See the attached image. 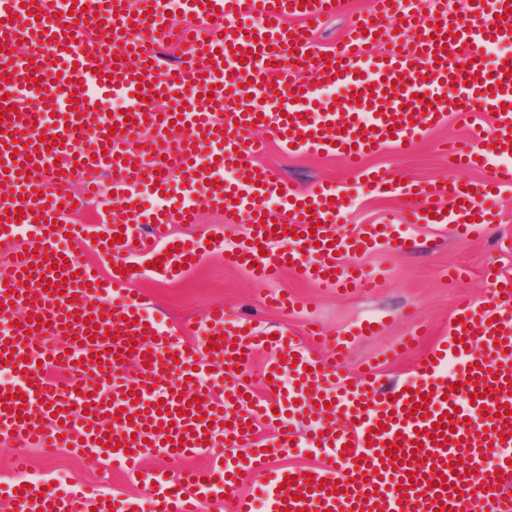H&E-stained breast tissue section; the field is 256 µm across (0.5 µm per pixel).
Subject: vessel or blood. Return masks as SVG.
I'll return each mask as SVG.
<instances>
[{
  "label": "vessel or blood",
  "mask_w": 512,
  "mask_h": 512,
  "mask_svg": "<svg viewBox=\"0 0 512 512\" xmlns=\"http://www.w3.org/2000/svg\"><path fill=\"white\" fill-rule=\"evenodd\" d=\"M411 3L375 0L374 12L350 21L343 44L325 61L308 24L343 15L345 0L306 7L300 0H0V66L9 74L0 78V112L19 89L32 88L38 102L37 109L22 105L15 119L0 121V183L10 188L0 199V231L21 222L39 240L0 274V322L11 327L0 335V356L18 355L16 385L0 392L1 434L101 453L132 475L141 474L145 455L173 464L192 455L211 459L208 469L156 478L151 512H210L227 501L232 512H252L249 497L237 491L245 473L266 475L268 512H460L478 492L498 512H512L498 476L512 467V415L495 412L498 404L512 406V277L497 276L491 306L462 302L447 342L418 365L417 382L381 397L374 390L376 364H367L356 381L338 380L285 332L271 338L247 324L226 328L220 307L206 313L202 336L185 343L162 316H144V301L129 291L133 275L124 258L113 255L115 272L107 279L78 258L75 248L88 228L67 221L72 178L90 186L108 171L130 216L109 225L97 250L110 253V237L128 234L131 225H165L185 210L216 203L225 223L250 224L247 240L229 248L225 266L255 262L263 280L287 269L319 288L370 292L376 277L357 265L358 254L382 242L402 254L409 238L373 224L350 237L340 234L336 221L348 193L331 182L302 191L262 168L267 143L250 136L258 127L281 148L342 157L370 192L412 198L414 223L480 232L495 221L499 190L512 186V68L491 55L512 41V10L507 0H477L461 20L444 9L421 14ZM397 27L410 33V44L371 54ZM179 32L191 36L181 58L162 62L160 43ZM264 37L268 47L251 54ZM301 68L314 69V84L296 79ZM327 80L346 91L343 105L327 100ZM264 95L272 108L252 111V98ZM115 97L129 99L127 114L111 113ZM476 106L493 112L498 130L453 142L450 168L490 169L488 181L401 184L365 168L369 148L411 151L429 128ZM143 129L153 133L150 146H125L124 136ZM225 170L234 177L218 185ZM140 191L159 207L140 211ZM274 195L280 205L271 209L266 201ZM36 205L38 219L29 212ZM286 225L294 235H284ZM271 234L283 249L269 250ZM139 251L146 261L161 260L171 276L193 257L189 248L168 256L146 242ZM41 275L65 278L64 294L35 292ZM82 305L111 336L94 341L73 327ZM146 329L154 338H143ZM45 336L56 344L42 345ZM212 337L218 347L211 351ZM258 345L284 358L269 372L271 399L252 397L244 380ZM46 360L96 377L81 376L61 389L46 378ZM127 361L137 365L138 378L126 374ZM287 374L288 389L282 386ZM295 393L325 430L303 444L319 447L324 460L307 472L296 469L291 481L286 472L268 470L272 449L295 446L287 426L267 452L253 437L258 419L287 409ZM195 396L198 420L187 413ZM49 401L58 414L46 409ZM106 418L118 430L101 431ZM218 433L225 437L220 446L213 442ZM106 437L118 449L103 448ZM395 440L398 459L385 454ZM238 446L247 447L245 458L235 454ZM441 476L443 488L436 484ZM6 492L21 512L51 504L56 512H90L98 498L92 490L59 492L37 483H16Z\"/></svg>",
  "instance_id": "vessel-or-blood-1"
}]
</instances>
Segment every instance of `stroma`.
Masks as SVG:
<instances>
[{"label":"stroma","instance_id":"stroma-1","mask_svg":"<svg viewBox=\"0 0 512 512\" xmlns=\"http://www.w3.org/2000/svg\"><path fill=\"white\" fill-rule=\"evenodd\" d=\"M481 127L492 129L490 112L475 109L463 120L432 130L410 152L385 150L370 156L367 167L385 171L403 181L436 180L447 176L446 143ZM261 163L275 175L308 189L321 181H332L350 190L349 207L338 223L348 234L365 224H397L412 238L411 247L397 255L385 245L360 256L358 262L378 276V286L367 294L328 293L308 282L283 274L277 281L262 283L245 268L224 266V250L249 232L247 222L225 227L220 212H200L195 224L170 223L166 238L188 243L203 241L209 248L181 276L169 278L142 268L130 284L132 293L146 294L168 326L195 335L202 328L208 308L220 305L228 320L249 319L258 328L271 325L287 330L296 340L312 347L315 355L338 377L353 376L365 363H379L378 378L384 385L411 382L415 368L428 351L448 337V325L461 298L482 304L490 300L495 275H512V251L501 248V240L512 237V187L502 188L498 201L500 223L490 225L481 237H465L454 227L410 224L411 209L400 194L379 195L361 189L358 177L336 156L286 154L270 144ZM111 175H102L96 194L85 197L80 185H72L79 206L71 222L94 228L122 219L124 210L112 197ZM282 293L295 300L293 311L272 307L269 298ZM366 318L380 320L377 333L356 331ZM420 332L417 345L392 357V348L402 337ZM348 338V352L336 359L319 346V335ZM37 481L45 486H90L104 495L134 504L149 512V497L138 479L128 473L101 466L94 459L62 448L36 444L23 434L0 437V487L18 481Z\"/></svg>","mask_w":512,"mask_h":512}]
</instances>
